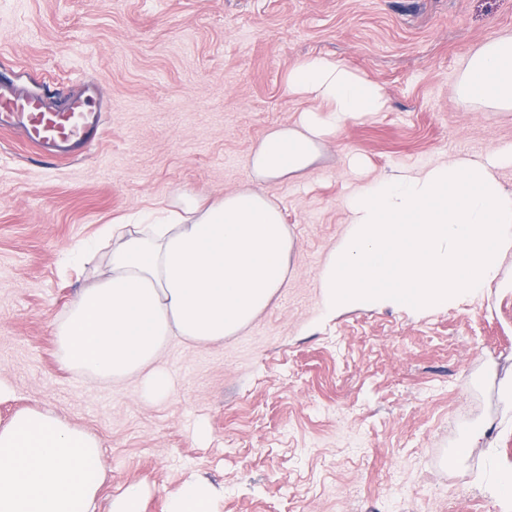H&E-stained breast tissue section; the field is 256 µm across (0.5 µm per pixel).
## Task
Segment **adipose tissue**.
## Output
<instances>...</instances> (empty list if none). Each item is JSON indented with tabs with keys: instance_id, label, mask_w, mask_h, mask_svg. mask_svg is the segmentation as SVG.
Returning a JSON list of instances; mask_svg holds the SVG:
<instances>
[{
	"instance_id": "1",
	"label": "adipose tissue",
	"mask_w": 512,
	"mask_h": 512,
	"mask_svg": "<svg viewBox=\"0 0 512 512\" xmlns=\"http://www.w3.org/2000/svg\"><path fill=\"white\" fill-rule=\"evenodd\" d=\"M285 86L310 106L254 148L249 164L262 180L303 176L339 126L388 108L381 85L324 56L293 66ZM457 95L465 109L512 112V34L468 56ZM291 250L281 208L250 188L205 205L184 199L163 222L114 236L104 271L56 324L59 358L103 379L140 376L148 397H166L173 379L156 364L165 345L236 335L284 287ZM101 448L50 411L17 412L0 428V512H93ZM214 501L210 485L189 480L170 494L167 512H215Z\"/></svg>"
}]
</instances>
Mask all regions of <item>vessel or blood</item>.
Returning <instances> with one entry per match:
<instances>
[{
	"label": "vessel or blood",
	"mask_w": 512,
	"mask_h": 512,
	"mask_svg": "<svg viewBox=\"0 0 512 512\" xmlns=\"http://www.w3.org/2000/svg\"><path fill=\"white\" fill-rule=\"evenodd\" d=\"M6 129L21 130L31 145L58 157L88 147L103 132L90 99L79 97L59 107L0 82V130Z\"/></svg>",
	"instance_id": "obj_1"
}]
</instances>
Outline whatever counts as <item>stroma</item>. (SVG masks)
Returning a JSON list of instances; mask_svg holds the SVG:
<instances>
[{"label": "stroma", "mask_w": 512, "mask_h": 512, "mask_svg": "<svg viewBox=\"0 0 512 512\" xmlns=\"http://www.w3.org/2000/svg\"><path fill=\"white\" fill-rule=\"evenodd\" d=\"M511 32L512 0H0V81L55 104L95 88L104 127L61 159L0 131V427L37 408L98 437L96 512L133 482L143 512H165L191 478L219 512H512L495 489L512 472V249L488 288L440 310L329 312L319 280L351 192L512 144V112L456 99L468 55ZM312 55L380 84L389 107L329 136L301 178L257 179L249 155L307 108L284 80ZM243 186L293 240L269 307L223 343L168 344L160 401L140 378L63 367L55 325L95 274L80 248L112 220Z\"/></svg>", "instance_id": "1"}]
</instances>
